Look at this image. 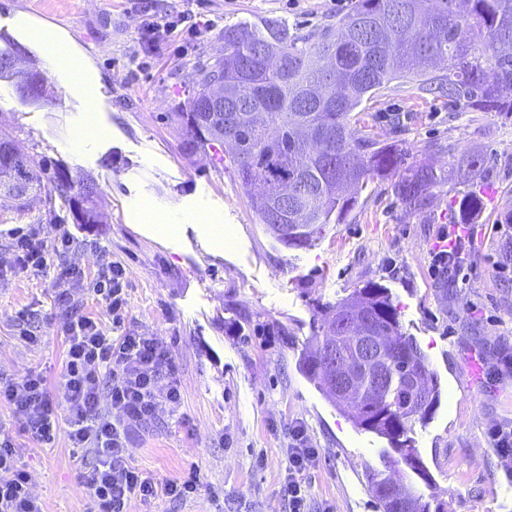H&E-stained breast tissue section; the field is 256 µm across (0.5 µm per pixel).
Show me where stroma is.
<instances>
[{"mask_svg":"<svg viewBox=\"0 0 512 512\" xmlns=\"http://www.w3.org/2000/svg\"><path fill=\"white\" fill-rule=\"evenodd\" d=\"M156 16L192 10L223 16L225 27L276 19L305 36L349 13L355 0H148ZM57 31L95 69L99 86L86 102L54 74L50 94L20 101L13 80L0 78V134L23 139L72 175H92L101 220L75 223L45 194L24 203L0 198V374L18 378L48 369L58 386L73 312L101 314L83 289L59 305L52 277L13 274V227L36 225L51 241L68 229L73 247L55 268L92 272L122 263L128 280L123 333L168 345L181 393L176 411L161 412L137 430L131 462L158 484L189 472L194 496L131 497L127 512H289L282 490L291 423L302 422L319 451L304 476L308 512H378L369 470L399 481L411 472L385 469L386 439L356 428L312 381L304 359L318 331L319 306L337 303L376 282L389 289L403 330L413 336L439 381L431 415L412 437L432 476L428 500L448 512H512V459L493 448L490 433L512 422V117L449 111L447 99L395 81L367 102L368 134L407 146L409 160L436 170L486 158L488 193L465 234L469 256L447 287L430 268L448 223V208L464 190L450 181L430 206L412 211L394 193L395 174L375 177L345 220L325 225L308 246L281 244L260 224L233 163L213 149L189 153L177 116L191 93L189 76L224 52L223 29L191 41L175 38L143 49L141 18L127 0H0V50L10 42L27 54L17 68L46 71L32 32ZM93 116L88 144L74 130ZM400 116L405 130L389 123ZM438 151H427L429 143ZM142 197L169 211L168 238L133 223L128 204ZM224 226L223 240L208 230ZM28 329L41 336L24 344ZM0 432L13 438L44 512H85L87 496L66 436L42 445L19 431L0 404Z\"/></svg>","mask_w":512,"mask_h":512,"instance_id":"35a3bbf8","label":"stroma"}]
</instances>
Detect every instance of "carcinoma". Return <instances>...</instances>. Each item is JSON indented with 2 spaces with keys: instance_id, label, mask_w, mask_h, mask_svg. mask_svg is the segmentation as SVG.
<instances>
[{
  "instance_id": "carcinoma-1",
  "label": "carcinoma",
  "mask_w": 512,
  "mask_h": 512,
  "mask_svg": "<svg viewBox=\"0 0 512 512\" xmlns=\"http://www.w3.org/2000/svg\"><path fill=\"white\" fill-rule=\"evenodd\" d=\"M466 4L461 10L458 0H355L344 18L307 36L289 34L274 19L224 29V54L191 76L193 95L178 113L189 132L185 148L194 152L224 144V155L237 164L239 186L246 192L255 184L271 192L287 177L310 179L301 213H288L283 227L271 223L269 198L258 194L251 200L260 222L290 248L309 244L323 225L342 222L376 174L403 171L394 185L396 195L411 210L428 207L433 190L447 183L453 172L405 165L406 153L398 145L360 133L365 117L357 108L365 96L389 82L408 79L448 97L452 108L512 115V0ZM330 53L342 90L333 98L309 100L307 89L324 78ZM215 67L224 72L225 83L248 87L244 101L219 106L211 102L208 79ZM5 74L16 77L19 98L31 100L25 94L29 72L0 68V77ZM46 166V160L26 150L18 138H1L0 196L18 199L45 188L75 223H98L96 181L85 177L77 182L61 167L47 178ZM484 173L481 155H471L463 177ZM480 205V195L467 192L451 208L449 223H465ZM349 305L369 311L374 334L395 340L381 355L385 379L361 376L352 401L336 406L356 427L386 438L427 484L430 475L410 433L432 413L439 397L438 378L416 340L402 331L388 288L367 285L320 307L322 335L315 337L307 355V372L329 393L327 343L338 310ZM413 371L424 377L422 394L409 383ZM366 480L378 501L380 491L392 482L381 471L368 473ZM396 492L408 503V512H445L444 504L431 506L412 482L398 484Z\"/></svg>"
}]
</instances>
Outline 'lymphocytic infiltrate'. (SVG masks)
Wrapping results in <instances>:
<instances>
[{
    "label": "lymphocytic infiltrate",
    "mask_w": 512,
    "mask_h": 512,
    "mask_svg": "<svg viewBox=\"0 0 512 512\" xmlns=\"http://www.w3.org/2000/svg\"><path fill=\"white\" fill-rule=\"evenodd\" d=\"M217 26V20L202 21L193 11L184 10L162 22L145 18L143 31L150 39L167 40L195 36ZM10 236L16 271L33 276L47 275L53 257L72 244L65 232L50 242L32 229L15 228ZM125 275L123 265L114 261L91 275L69 267L57 273L53 285L63 302L69 301L72 286L86 288L98 297L117 326L127 307ZM63 335L62 402L54 401L43 373L32 370L18 379L0 376V403L9 407L19 429L47 444L58 433H65L72 447L92 455V462L79 470L89 499L88 512H126L134 495L147 500L162 493L183 500L194 494L199 487L197 474L167 481L160 488L130 462L133 428L154 419L160 411H175L180 404V390L172 380L165 398L155 394L160 379H171L174 373L169 350L151 336H107L102 319L89 314L69 317ZM287 454L283 491L290 512H307L303 476L315 464L318 451L312 448L302 423L291 426ZM0 512H43L7 435L0 437Z\"/></svg>",
    "instance_id": "1"
}]
</instances>
